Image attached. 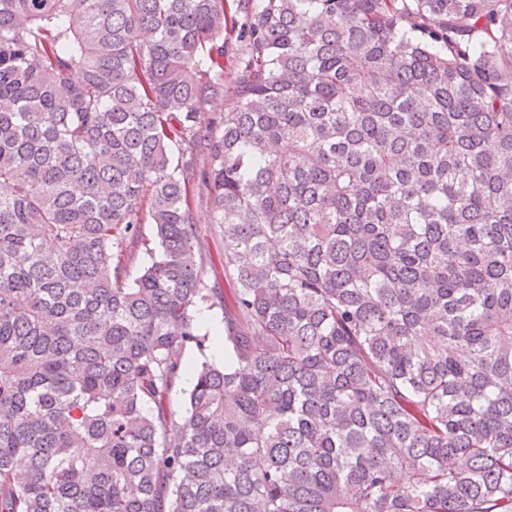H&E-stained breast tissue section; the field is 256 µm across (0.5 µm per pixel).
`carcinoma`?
Here are the masks:
<instances>
[{
	"mask_svg": "<svg viewBox=\"0 0 512 512\" xmlns=\"http://www.w3.org/2000/svg\"><path fill=\"white\" fill-rule=\"evenodd\" d=\"M0 512H512V0H0ZM234 99L224 91V94L210 98L203 104L201 112V126L204 133L217 132L216 121L219 116L228 111L234 105ZM202 132V133H203ZM192 208L195 214L198 236L202 243L206 283L210 288L227 289L224 278V267L219 261V254L224 250V241L217 224H210L209 199L203 187L195 190L192 198ZM151 260V254L141 244H131L121 257V263L126 266L128 279H132Z\"/></svg>",
	"mask_w": 512,
	"mask_h": 512,
	"instance_id": "cac0c4a2",
	"label": "carcinoma"
}]
</instances>
